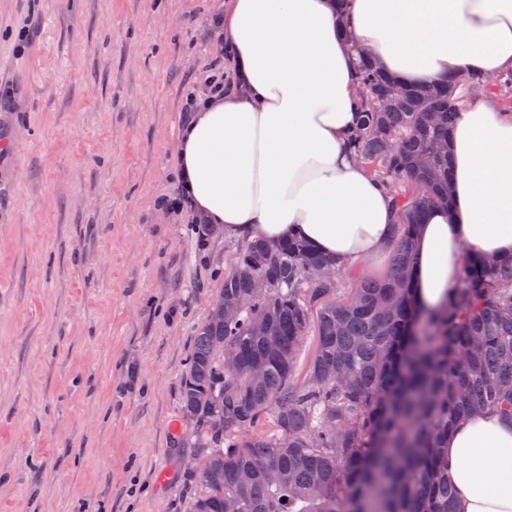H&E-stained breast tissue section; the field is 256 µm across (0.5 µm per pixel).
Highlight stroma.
I'll list each match as a JSON object with an SVG mask.
<instances>
[{"label": "stroma", "mask_w": 512, "mask_h": 512, "mask_svg": "<svg viewBox=\"0 0 512 512\" xmlns=\"http://www.w3.org/2000/svg\"><path fill=\"white\" fill-rule=\"evenodd\" d=\"M216 0H0V512H188L180 383L238 247L179 192Z\"/></svg>", "instance_id": "stroma-1"}]
</instances>
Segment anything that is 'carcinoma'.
Returning a JSON list of instances; mask_svg holds the SVG:
<instances>
[{
	"label": "carcinoma",
	"mask_w": 512,
	"mask_h": 512,
	"mask_svg": "<svg viewBox=\"0 0 512 512\" xmlns=\"http://www.w3.org/2000/svg\"><path fill=\"white\" fill-rule=\"evenodd\" d=\"M357 74L349 144L400 215L391 271L338 301L334 264L307 242L241 241L216 299L224 320L195 330L181 381L209 467L190 512H456L448 432L485 409L512 421V260L466 254L436 307L412 287L417 228L450 201L460 81L408 85L364 54ZM268 414L274 431L254 432ZM314 334L313 329H310L300 344L294 376V383L296 384H300L305 379L308 365L314 355L317 342Z\"/></svg>",
	"instance_id": "carcinoma-1"
}]
</instances>
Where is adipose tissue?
<instances>
[{
	"instance_id": "ef3b65f1",
	"label": "adipose tissue",
	"mask_w": 512,
	"mask_h": 512,
	"mask_svg": "<svg viewBox=\"0 0 512 512\" xmlns=\"http://www.w3.org/2000/svg\"><path fill=\"white\" fill-rule=\"evenodd\" d=\"M233 67L176 142L179 187L207 223L270 243L296 237L338 266L379 255L397 222L391 198L346 147L356 122L354 51L407 84L512 73V0H219ZM449 206L429 210L414 288L434 306L465 252L512 257V112L462 102L451 133ZM459 512H512V422L488 410L448 436Z\"/></svg>"
}]
</instances>
